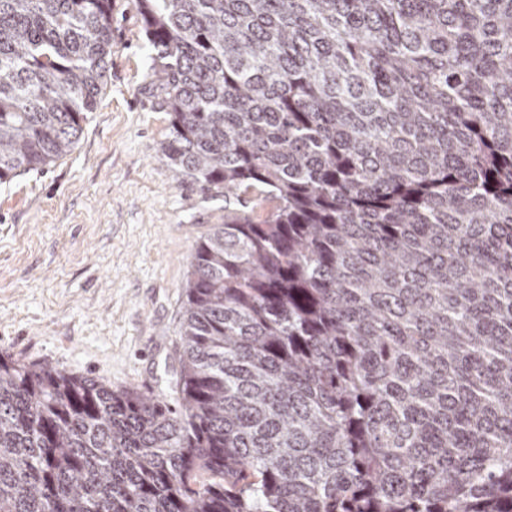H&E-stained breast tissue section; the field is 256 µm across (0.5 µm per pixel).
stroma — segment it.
<instances>
[{
	"label": "stroma",
	"instance_id": "obj_1",
	"mask_svg": "<svg viewBox=\"0 0 512 512\" xmlns=\"http://www.w3.org/2000/svg\"><path fill=\"white\" fill-rule=\"evenodd\" d=\"M148 55L136 0H112L107 82L75 149L0 184V354L158 392L178 367L190 255L224 200L162 154Z\"/></svg>",
	"mask_w": 512,
	"mask_h": 512
}]
</instances>
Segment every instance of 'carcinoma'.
Listing matches in <instances>:
<instances>
[{
	"label": "carcinoma",
	"mask_w": 512,
	"mask_h": 512,
	"mask_svg": "<svg viewBox=\"0 0 512 512\" xmlns=\"http://www.w3.org/2000/svg\"><path fill=\"white\" fill-rule=\"evenodd\" d=\"M136 3L224 223L169 392L0 355V512H512V0ZM111 54L112 0H0L1 184Z\"/></svg>",
	"instance_id": "cac0c4a2"
}]
</instances>
